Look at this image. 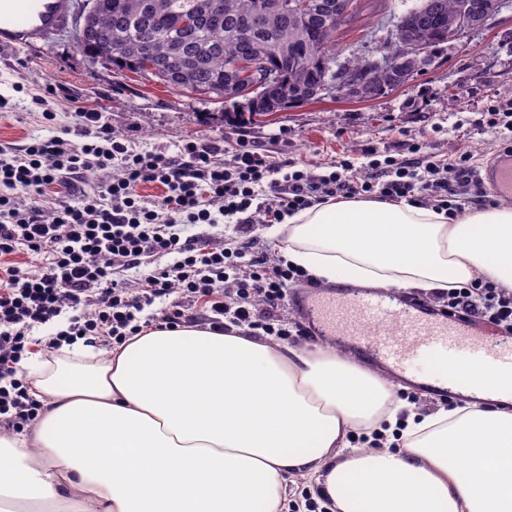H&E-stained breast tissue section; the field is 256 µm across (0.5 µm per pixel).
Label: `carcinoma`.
Wrapping results in <instances>:
<instances>
[{
	"instance_id": "obj_1",
	"label": "carcinoma",
	"mask_w": 512,
	"mask_h": 512,
	"mask_svg": "<svg viewBox=\"0 0 512 512\" xmlns=\"http://www.w3.org/2000/svg\"><path fill=\"white\" fill-rule=\"evenodd\" d=\"M253 2L222 0L219 17L199 25L195 15L201 0H93L84 16L85 39L79 50L114 72L148 74L176 91L222 99L237 108L234 117L254 120L314 100L317 79L325 59L333 55L336 31L342 26L324 23L336 0H272L261 31L245 25ZM466 2L423 0L411 19L414 39L429 52L447 43L450 24ZM257 46L274 51L268 63L280 71L281 80L277 89L243 105L238 100L242 69L232 63L248 59ZM303 47L310 49L305 62L285 58ZM350 66L360 74L370 98L386 93V77L363 69L357 59Z\"/></svg>"
}]
</instances>
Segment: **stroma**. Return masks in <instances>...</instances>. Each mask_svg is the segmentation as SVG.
I'll return each mask as SVG.
<instances>
[{
	"mask_svg": "<svg viewBox=\"0 0 512 512\" xmlns=\"http://www.w3.org/2000/svg\"><path fill=\"white\" fill-rule=\"evenodd\" d=\"M358 3V15L336 33V64L392 43L397 18L413 0ZM508 92L512 0H505L485 26L442 45L424 72L401 88L364 102L325 97L257 124L225 120L223 101L178 92L149 77H122L91 63L74 47L66 23L32 47L0 45V95L10 103L9 111L0 112V149L33 138L78 141V113L85 110L102 113L113 134L134 150L168 156L205 138L220 145L224 161L245 137L271 161L288 159L314 174L329 172L342 158L363 162L368 150L382 160L410 157L416 147L443 163L459 150H469L483 172L500 147L493 134L476 130L474 122L487 109L502 106ZM430 369L429 362H420L415 376ZM414 378L402 379L394 391L403 403L401 417L431 414L464 401L457 394L435 395Z\"/></svg>",
	"mask_w": 512,
	"mask_h": 512,
	"instance_id": "1",
	"label": "stroma"
}]
</instances>
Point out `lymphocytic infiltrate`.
Listing matches in <instances>:
<instances>
[{
    "label": "lymphocytic infiltrate",
    "mask_w": 512,
    "mask_h": 512,
    "mask_svg": "<svg viewBox=\"0 0 512 512\" xmlns=\"http://www.w3.org/2000/svg\"><path fill=\"white\" fill-rule=\"evenodd\" d=\"M82 142L33 139L9 158H0V430L23 432L43 412L22 376V360L38 350L77 338L119 347L144 328L189 324L223 330L245 326L281 340L309 338L311 329L277 314L303 269L257 251V225L282 223L285 216L336 197L404 199L456 216L481 197L482 183L468 152L447 167L433 159L393 157L356 168L340 159L334 171L283 172L249 140L224 166L209 141H194L167 156L136 152L112 134L102 113L80 114ZM119 163L123 174L100 194L81 190L85 172ZM65 184L76 203L61 204L53 218L39 206L18 207L20 193ZM140 184L164 188L149 204L135 192ZM277 192L274 205L256 191ZM220 201L219 211L209 204ZM235 221L232 246L218 242L220 217ZM36 258L37 270L13 263L17 254ZM141 273L139 287L124 274ZM448 313L462 320L487 319L512 335V292L475 280L443 295ZM66 317V329L46 338L34 328Z\"/></svg>",
    "instance_id": "obj_1"
}]
</instances>
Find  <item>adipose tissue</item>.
<instances>
[{
    "mask_svg": "<svg viewBox=\"0 0 512 512\" xmlns=\"http://www.w3.org/2000/svg\"><path fill=\"white\" fill-rule=\"evenodd\" d=\"M277 232L319 282L512 291L508 204L451 220L339 197ZM22 367L44 413L33 437H0V512H284L295 473L334 512H512V391L399 431L376 372L234 326L153 328L109 355L79 339ZM375 433L397 448H352Z\"/></svg>",
    "mask_w": 512,
    "mask_h": 512,
    "instance_id": "1",
    "label": "adipose tissue"
}]
</instances>
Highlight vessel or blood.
<instances>
[{
	"label": "vessel or blood",
	"instance_id": "vessel-or-blood-1",
	"mask_svg": "<svg viewBox=\"0 0 512 512\" xmlns=\"http://www.w3.org/2000/svg\"><path fill=\"white\" fill-rule=\"evenodd\" d=\"M69 0H0V43L29 47L41 42L68 16ZM501 197L512 198V156L499 157L488 175ZM304 307L318 333L340 340L364 341L376 364L408 375L416 360H440L429 383L438 391L478 389L467 369L449 370L448 361L464 359L497 375L512 377V343L489 342L473 323L430 313L385 292L311 295Z\"/></svg>",
	"mask_w": 512,
	"mask_h": 512
}]
</instances>
